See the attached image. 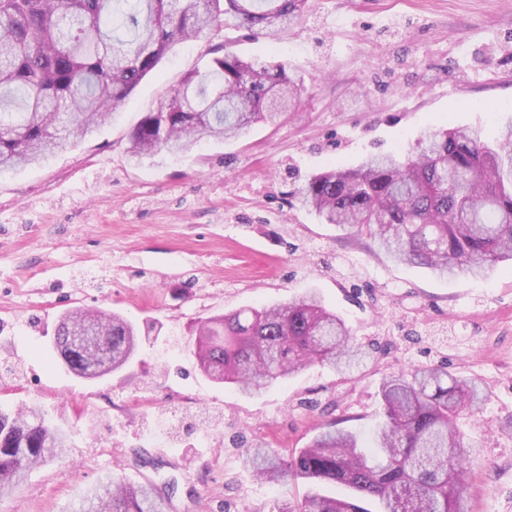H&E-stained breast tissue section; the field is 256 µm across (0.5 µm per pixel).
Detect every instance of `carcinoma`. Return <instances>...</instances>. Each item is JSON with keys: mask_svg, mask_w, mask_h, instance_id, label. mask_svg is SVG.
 I'll return each instance as SVG.
<instances>
[{"mask_svg": "<svg viewBox=\"0 0 512 512\" xmlns=\"http://www.w3.org/2000/svg\"><path fill=\"white\" fill-rule=\"evenodd\" d=\"M309 0H0V173L38 164L107 122L177 43L209 39L226 27L274 37L308 13ZM204 69L187 72L171 100L131 135L129 157L153 162L209 139L249 134L289 110L302 79L284 62L254 63L222 42ZM323 224L383 250L393 261L438 277L479 276L512 262V115L489 143L471 128L428 129L413 150L364 158L349 170L314 175L291 191ZM96 320L112 370L134 355L137 332L118 314L76 309L51 339L68 371L89 378L95 354L70 339L69 324ZM379 346L353 342L343 318L312 290L287 303L243 309L201 323L194 354L211 379L253 394L315 364L351 374ZM383 422L372 446L323 426L309 445L283 455L268 442H240L243 464L263 482L288 478L341 484L376 499L381 512H466L474 449L456 419L483 401L478 380L444 364L392 373L380 385ZM32 406L0 411V499L31 470L63 456ZM152 485L112 475L83 490L75 512H165ZM271 512H368L359 504L313 495Z\"/></svg>", "mask_w": 512, "mask_h": 512, "instance_id": "1", "label": "carcinoma"}]
</instances>
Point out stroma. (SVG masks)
<instances>
[{
  "label": "stroma",
  "mask_w": 512,
  "mask_h": 512,
  "mask_svg": "<svg viewBox=\"0 0 512 512\" xmlns=\"http://www.w3.org/2000/svg\"><path fill=\"white\" fill-rule=\"evenodd\" d=\"M241 57L286 62L304 79L298 108L241 140L206 142L134 165L130 134L209 41L176 44L95 136L46 163L0 174V408L41 407L70 451L34 469L0 512H70L112 474L174 485L169 512H270L299 503L304 479L258 482L233 441L306 447L324 421L369 436L382 379L448 362L482 384L458 426L476 448L468 512H512V273L441 280L348 241L290 201L310 175L410 147L431 125L482 128L512 109V0H312L271 38L221 32ZM319 289L357 340L384 345L361 372L314 366L245 395L203 375L198 319ZM74 308L124 315L148 336L95 380L51 349Z\"/></svg>",
  "instance_id": "obj_1"
}]
</instances>
